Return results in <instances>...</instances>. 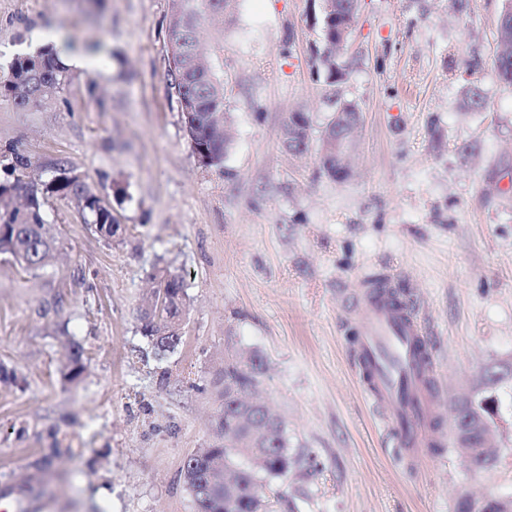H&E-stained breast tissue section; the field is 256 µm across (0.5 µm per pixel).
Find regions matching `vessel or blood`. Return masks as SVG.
Listing matches in <instances>:
<instances>
[{"label":"vessel or blood","instance_id":"b4317fda","mask_svg":"<svg viewBox=\"0 0 512 512\" xmlns=\"http://www.w3.org/2000/svg\"><path fill=\"white\" fill-rule=\"evenodd\" d=\"M348 315L357 334L353 356L361 389L402 459L414 462L432 446L437 415L434 358L422 319L397 302L387 276L366 283Z\"/></svg>","mask_w":512,"mask_h":512}]
</instances>
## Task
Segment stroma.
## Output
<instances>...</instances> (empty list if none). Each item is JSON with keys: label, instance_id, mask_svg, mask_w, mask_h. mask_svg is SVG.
Here are the masks:
<instances>
[{"label": "stroma", "instance_id": "stroma-1", "mask_svg": "<svg viewBox=\"0 0 512 512\" xmlns=\"http://www.w3.org/2000/svg\"><path fill=\"white\" fill-rule=\"evenodd\" d=\"M503 0H361L327 80L321 0H237L204 26L232 146L198 163L167 78L169 0H0V67L51 38L65 68L38 107L0 98V153L31 177L81 174L122 231L101 238L75 200L42 197L58 240L45 269L0 254V502L11 512H196L185 457L216 440L224 361L263 360L256 397L298 462L266 484L269 512H457L512 498V388L498 387L494 462L453 438L452 401L512 363V89L494 67ZM480 92L484 110L464 102ZM357 105L351 175L284 144L288 113L319 139ZM186 284L183 338L156 358L140 310L156 269ZM386 272L419 308L437 362L434 453L398 459L359 388L346 304ZM85 370L69 380L71 343Z\"/></svg>", "mask_w": 512, "mask_h": 512}]
</instances>
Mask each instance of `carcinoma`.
<instances>
[{
	"mask_svg": "<svg viewBox=\"0 0 512 512\" xmlns=\"http://www.w3.org/2000/svg\"><path fill=\"white\" fill-rule=\"evenodd\" d=\"M236 0H206L200 11L195 0H170L172 26L169 44L177 45L183 55V68L168 69L167 77L176 88L179 98L189 97L194 111L186 120L197 131L196 146L205 148L220 167L230 150L225 125L224 88L213 69L202 62L197 30L207 22L214 27L224 26L231 16ZM331 8L330 18L336 31L324 37V49L318 62L327 69V79L335 83L343 79L346 69L340 62L341 51L347 43L357 14L359 0H322ZM495 68L499 81L512 87V0H504L497 26V55ZM63 68L54 53L39 49L19 54L10 62L9 72L0 76V97H13L16 84L27 81L35 92L27 99L34 105L45 93L60 85ZM361 124L357 106L348 101L336 103V109L322 131L317 145H312L311 118L307 112H290L285 122V141L288 150L305 154L314 149L323 173L336 180L349 176L348 151ZM342 126L343 143L336 145V126ZM28 160L12 151L0 156V225H13V231L0 234V254L24 261L23 268L37 270L54 259L55 239L46 227L40 195L55 193L63 198L79 200L85 223L106 240L116 236L119 224L112 209L91 191L85 179L65 168L47 182L27 179ZM158 294L154 311L142 326V334L151 344L156 356L162 358L177 348L182 338L169 333L168 321L185 309L184 282L181 276L168 269L158 270ZM263 362L255 354H237L224 360V416L222 425L228 443L218 442L202 453L192 454L184 461L183 469L191 476L196 512H254L262 497L265 482L285 478L297 463L288 451V432L282 420L273 415L265 404L254 399ZM512 379V365L503 363L498 375L484 379L488 389ZM496 430L484 428L462 440L457 447L470 468L481 470L493 457L490 443ZM223 463L233 470V478L224 482V497L214 496L209 482L214 463Z\"/></svg>",
	"mask_w": 512,
	"mask_h": 512,
	"instance_id": "cac0c4a2",
	"label": "carcinoma"
}]
</instances>
